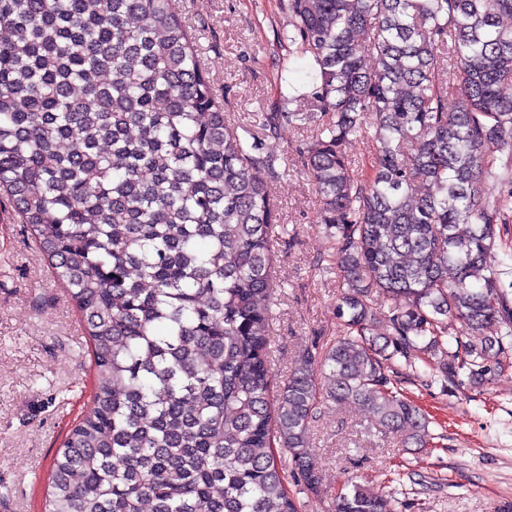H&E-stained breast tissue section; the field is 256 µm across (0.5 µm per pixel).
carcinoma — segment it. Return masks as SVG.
I'll return each mask as SVG.
<instances>
[{
  "label": "carcinoma",
  "mask_w": 512,
  "mask_h": 512,
  "mask_svg": "<svg viewBox=\"0 0 512 512\" xmlns=\"http://www.w3.org/2000/svg\"><path fill=\"white\" fill-rule=\"evenodd\" d=\"M279 40L308 57L307 94L261 115L328 119L296 148L336 241L346 332L280 387L267 351L276 214L288 175L238 133L172 0H0V188L68 288L94 362L93 406L54 459L44 512H300L319 482L310 424L326 400L369 408L407 447L429 421L399 360L463 336L442 364L501 365L511 291L497 228L512 195V0H288ZM378 66L368 69L363 58ZM455 104L448 107V93ZM371 143L362 180L345 152ZM390 303L384 330L372 294ZM335 512H394L360 484Z\"/></svg>",
  "instance_id": "cac0c4a2"
}]
</instances>
